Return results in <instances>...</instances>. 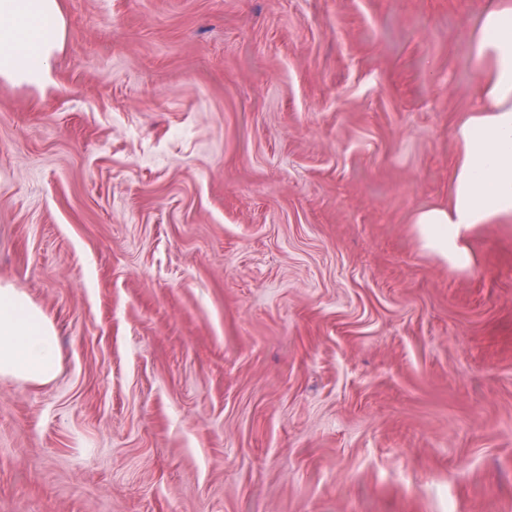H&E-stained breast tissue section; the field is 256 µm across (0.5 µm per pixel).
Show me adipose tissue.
<instances>
[{
  "label": "adipose tissue",
  "mask_w": 512,
  "mask_h": 512,
  "mask_svg": "<svg viewBox=\"0 0 512 512\" xmlns=\"http://www.w3.org/2000/svg\"><path fill=\"white\" fill-rule=\"evenodd\" d=\"M66 37L60 0H0V78L40 86ZM471 56L480 76L475 108L459 122L447 206L412 219L424 249L456 270L471 269L470 237L487 224L512 221V0H494L479 15ZM56 336L26 295L0 285V377L52 380Z\"/></svg>",
  "instance_id": "obj_1"
}]
</instances>
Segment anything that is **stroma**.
Returning a JSON list of instances; mask_svg holds the SVG:
<instances>
[{"instance_id":"35a3bbf8","label":"stroma","mask_w":512,"mask_h":512,"mask_svg":"<svg viewBox=\"0 0 512 512\" xmlns=\"http://www.w3.org/2000/svg\"><path fill=\"white\" fill-rule=\"evenodd\" d=\"M486 0H61L0 79V512H512V222L448 203ZM65 37L59 0H0V78L16 85L47 83ZM58 358L56 336L41 309L0 285V377L43 384L54 378Z\"/></svg>"}]
</instances>
